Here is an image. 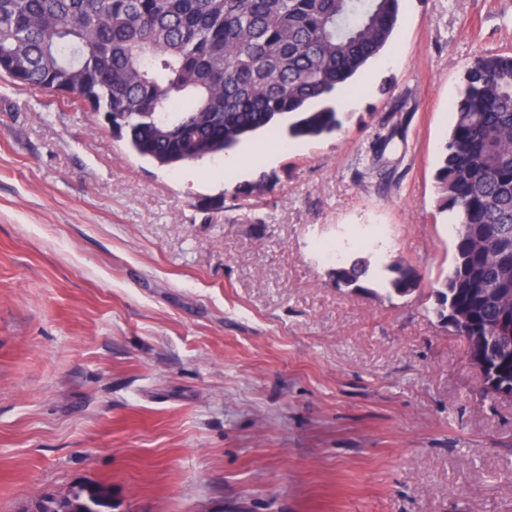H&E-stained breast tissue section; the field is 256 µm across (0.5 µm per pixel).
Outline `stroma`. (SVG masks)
I'll use <instances>...</instances> for the list:
<instances>
[{
  "label": "stroma",
  "mask_w": 512,
  "mask_h": 512,
  "mask_svg": "<svg viewBox=\"0 0 512 512\" xmlns=\"http://www.w3.org/2000/svg\"><path fill=\"white\" fill-rule=\"evenodd\" d=\"M487 53L512 0H403L341 129L242 172L157 167L0 77V512L76 485L112 512H512V401L433 313L435 173ZM360 258L423 280L336 287ZM389 275L382 277L380 283L389 295L406 297L413 294L420 286L422 277L412 266L396 264L386 268Z\"/></svg>",
  "instance_id": "stroma-1"
}]
</instances>
